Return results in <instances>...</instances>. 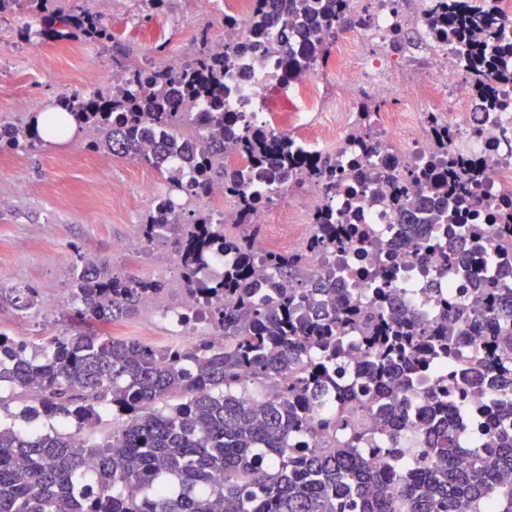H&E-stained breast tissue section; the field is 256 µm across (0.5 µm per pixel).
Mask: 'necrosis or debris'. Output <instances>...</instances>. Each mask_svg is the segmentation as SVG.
<instances>
[{"instance_id":"4bbe7bcc","label":"necrosis or debris","mask_w":512,"mask_h":512,"mask_svg":"<svg viewBox=\"0 0 512 512\" xmlns=\"http://www.w3.org/2000/svg\"><path fill=\"white\" fill-rule=\"evenodd\" d=\"M209 8L220 22L219 41L239 48L235 63L224 73V109L242 113L247 124L267 125L292 140L301 156H335L341 170L366 173L364 181L348 184L326 195L308 189L304 198L281 209L278 234L256 235L255 255L285 249L307 252L314 224L323 212L349 217L351 223L376 231L384 246L378 256L364 261L355 251L337 253L336 281L352 292L370 282L369 272L378 264L394 266L400 276L399 298L403 307L415 308L433 319L439 300L466 299L470 274L499 276L504 260L486 240L461 236L459 260L442 269L433 239L446 235L444 226H423L418 216L402 214L386 206L380 196L386 176H394L410 195L427 197L425 186L412 175L434 160L440 148L435 132L449 129L445 148L465 161L480 165L485 176L478 187L484 204L476 223L496 221L495 206L512 193V107L487 108L478 85L492 88L512 103V83L495 74H472L457 48L436 36L429 17L444 0H351L363 21L351 29L323 34L329 46L324 59L311 62L291 74L282 71L281 55L274 46L281 39L280 26L268 29L267 42L251 50L247 19L255 0H194ZM383 101L373 111L370 133L357 137L364 98ZM152 200L170 199L178 210L206 205L213 222L234 224L245 209L242 195L224 185H209L202 197L177 189H160L150 183ZM309 267L322 268L320 254L310 253ZM437 282V300L422 301L419 290Z\"/></svg>"}]
</instances>
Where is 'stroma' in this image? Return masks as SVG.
Returning a JSON list of instances; mask_svg holds the SVG:
<instances>
[{
	"instance_id": "stroma-1",
	"label": "stroma",
	"mask_w": 512,
	"mask_h": 512,
	"mask_svg": "<svg viewBox=\"0 0 512 512\" xmlns=\"http://www.w3.org/2000/svg\"><path fill=\"white\" fill-rule=\"evenodd\" d=\"M96 9L114 32L136 43L141 61L152 64L173 58L195 39L198 19H188L173 29L165 55L154 52V27L166 22V15L153 21L132 23L112 12L110 0H96ZM31 15L21 10L10 24L0 25V119H14L31 112H45L60 93H79L87 72L99 75L100 86L112 83L109 51L101 45L76 46L39 37L26 39L19 27ZM38 54L43 61L39 73H32L25 58ZM164 183L159 172L126 157L92 152L76 136L53 141L28 155L0 149V197L8 207L0 208V285L35 288L40 311H19L0 307V331L33 342L43 336L73 333L63 312L72 308L69 281L74 266L90 259L114 271L165 281L166 304L180 305L184 294L177 277L176 254L171 239L143 242L140 225L151 201L142 193L144 183ZM52 225L43 234L42 225ZM129 239L139 247L130 253L114 250L115 241ZM116 337H132L156 346L197 339L200 330L190 326L173 333L149 308L113 322Z\"/></svg>"
}]
</instances>
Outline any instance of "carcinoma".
<instances>
[{"mask_svg":"<svg viewBox=\"0 0 512 512\" xmlns=\"http://www.w3.org/2000/svg\"><path fill=\"white\" fill-rule=\"evenodd\" d=\"M250 16L253 39L263 41L273 7L290 29L305 32L301 45L283 44L288 69L326 53L317 33L350 28L360 18L342 0H260ZM173 0H142L147 22ZM23 7L39 21L36 35L54 42L107 44L112 68L129 76L127 87L85 96L62 94L53 107L66 113L86 147L129 156L158 168L163 157L150 141L194 171L186 186L176 170L168 183L195 191L222 182L243 191L224 167V136L235 135L239 116L224 111V69L240 49L225 51L200 27L197 57L184 69L164 62L144 74L128 40L112 32L94 0H0V20ZM432 25L466 51L476 74L489 69L512 82V37L491 15L448 0ZM0 147L36 151L43 145L40 114L3 123ZM237 140L269 180L315 183L329 192L343 176L331 156L305 160L291 154L288 138L258 127ZM482 170L448 158L418 175L437 198L454 207L429 221L458 224L512 253V206L498 224H466L481 203ZM384 200L395 210L415 207L397 179H387ZM260 225L211 224L198 213L190 222L175 212L148 215L141 236H173L186 294L201 299L224 330V343L202 337L188 345L155 347L93 329L44 336L28 345L0 332V512H512V425L483 415L482 392L472 403L448 408V395L465 391L453 374L448 388L427 395L419 424L422 454L401 455L413 421L417 382L458 354L473 322L485 326L470 369L512 391V286L484 279L459 306L425 320L398 300L396 272L378 268L361 303L336 299L331 274L311 273L301 253L258 258L249 237ZM361 224H338L326 213L315 225L310 249L330 253L369 240ZM217 253L235 255L224 277L207 279ZM73 316L109 324L128 318L157 298L163 282L109 271L85 260L73 269ZM38 307L32 288L0 287V306ZM355 341L366 365L360 371L346 342ZM326 405L332 410L317 412ZM379 409L383 433L366 434L360 411ZM68 427L32 429L39 417ZM119 425L104 430L109 419ZM480 429L489 439L474 447L465 437ZM379 451V465L367 458Z\"/></svg>","mask_w":512,"mask_h":512,"instance_id":"1","label":"carcinoma"}]
</instances>
